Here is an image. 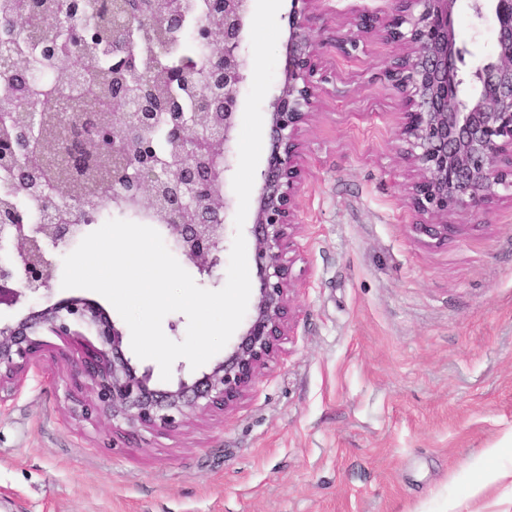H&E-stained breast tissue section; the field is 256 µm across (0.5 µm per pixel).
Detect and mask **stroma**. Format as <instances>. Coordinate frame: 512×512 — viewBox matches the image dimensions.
<instances>
[{
    "mask_svg": "<svg viewBox=\"0 0 512 512\" xmlns=\"http://www.w3.org/2000/svg\"><path fill=\"white\" fill-rule=\"evenodd\" d=\"M454 21L469 77L494 22L463 4ZM349 28L315 31L333 79L305 135L279 357L233 412L174 432L72 416L44 360L0 405V512H512V200L440 245L416 231L381 77L393 49L342 57L330 41ZM62 274L0 323L68 297Z\"/></svg>",
    "mask_w": 512,
    "mask_h": 512,
    "instance_id": "1",
    "label": "stroma"
}]
</instances>
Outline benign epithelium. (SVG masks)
Returning <instances> with one entry per match:
<instances>
[{
  "mask_svg": "<svg viewBox=\"0 0 512 512\" xmlns=\"http://www.w3.org/2000/svg\"><path fill=\"white\" fill-rule=\"evenodd\" d=\"M184 0H123L113 22L123 24L157 12L178 27L188 14ZM328 0H291L282 78L267 112L269 140L263 168L254 181L251 285L253 303L224 358L198 378L179 376L162 389L152 373L138 371L122 351L123 334L96 302L61 299L28 308L15 324L0 326V404L23 384L45 350L44 333L66 345H79L80 360L71 375V411L86 421L105 418L131 429L174 431L212 411L234 410L254 388L262 371L281 351L293 321L288 253L300 224V192L306 174L303 136L321 106L329 76L320 65L316 21L336 8ZM458 0H391L387 11L344 8L351 29L332 39L350 58L360 43L379 39L396 49L381 76L399 95L396 139L400 159L413 173L406 187L407 206L420 218L416 230L441 243L457 225L453 215H477L512 191V0H471L474 16L492 15L497 35L486 62L474 73V90L465 91L454 11ZM218 29L195 23L205 44L215 43L207 72L218 88L205 100V112H153L148 97L135 91L121 97L112 129L98 125L97 114H75L61 137L59 156L71 173L95 162L91 139H112V153L127 157L112 173V194H132L167 203L159 229L184 260L209 278L224 262L226 226L237 197L227 188L237 165L236 133L239 89L251 68L245 41L252 0H224ZM130 38L113 61L141 68L143 60ZM11 145L14 161L29 156L31 122ZM165 129L172 142L166 156H156L154 134ZM85 225L53 217L41 224L0 221V305L17 304L26 292L48 287L51 251L84 233Z\"/></svg>",
  "mask_w": 512,
  "mask_h": 512,
  "instance_id": "7a95c632",
  "label": "benign epithelium"
}]
</instances>
